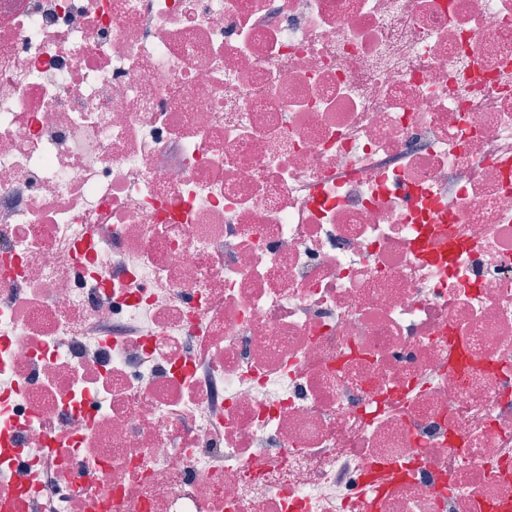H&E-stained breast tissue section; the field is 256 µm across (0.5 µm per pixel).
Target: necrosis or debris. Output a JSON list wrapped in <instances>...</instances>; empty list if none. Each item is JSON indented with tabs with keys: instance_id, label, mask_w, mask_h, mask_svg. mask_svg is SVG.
<instances>
[{
	"instance_id": "1",
	"label": "necrosis or debris",
	"mask_w": 512,
	"mask_h": 512,
	"mask_svg": "<svg viewBox=\"0 0 512 512\" xmlns=\"http://www.w3.org/2000/svg\"><path fill=\"white\" fill-rule=\"evenodd\" d=\"M0 376V512H512V0H0Z\"/></svg>"
}]
</instances>
